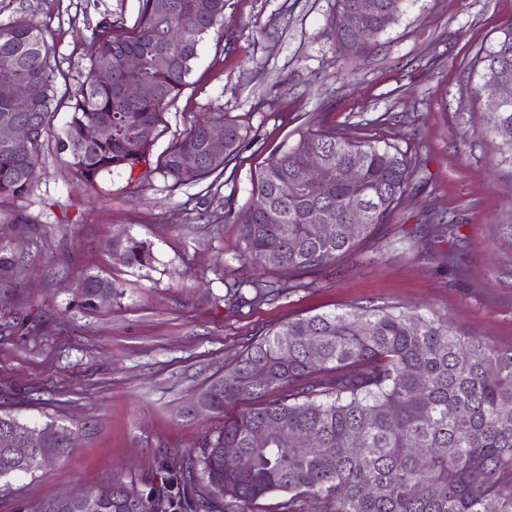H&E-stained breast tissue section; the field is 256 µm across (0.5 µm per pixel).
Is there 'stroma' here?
<instances>
[{"label": "stroma", "instance_id": "1", "mask_svg": "<svg viewBox=\"0 0 512 512\" xmlns=\"http://www.w3.org/2000/svg\"><path fill=\"white\" fill-rule=\"evenodd\" d=\"M334 3L226 0L224 28L200 44L148 161L79 185L59 146L61 111L30 193L0 197V244L14 256L0 274V414L79 433L67 458L11 477L0 512H38L115 481L140 486L163 457L199 455L224 419L194 411L197 395L250 338L293 318L405 304L512 345V168L484 132L488 95L471 67L512 20V0H406L395 24L347 56L336 50ZM137 11L138 0H0V24L28 14L76 85L94 53L89 24L130 25ZM220 114L249 132L238 158L218 183L170 189L158 156ZM312 122L420 160L415 187L374 239L305 285L259 304L227 300L234 279L275 277L241 258L236 215L269 156ZM429 212L447 236L426 231ZM129 236L150 245L149 266L113 253ZM88 274L115 287L91 308L77 293Z\"/></svg>", "mask_w": 512, "mask_h": 512}]
</instances>
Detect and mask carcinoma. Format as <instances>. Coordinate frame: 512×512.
Listing matches in <instances>:
<instances>
[{
	"instance_id": "1",
	"label": "carcinoma",
	"mask_w": 512,
	"mask_h": 512,
	"mask_svg": "<svg viewBox=\"0 0 512 512\" xmlns=\"http://www.w3.org/2000/svg\"><path fill=\"white\" fill-rule=\"evenodd\" d=\"M156 2L139 0L130 27L104 17L91 28L97 54L75 90L39 25L25 15L1 24L0 81H25L31 93L0 100V129L29 123L43 135L55 113L67 109L60 150L85 185L146 161L150 144L138 128L162 121L164 107L187 85L200 43L224 24L225 0H167L165 12ZM405 2L379 0L377 14L347 28L343 16L356 0H335L336 49L361 53L396 22ZM130 54L141 61L132 74L123 66ZM474 66L485 85L512 83V22ZM130 79L152 82L157 96L122 97L119 88ZM90 123L112 126V138L86 142ZM212 124H194L158 157L171 188L217 180L237 156L246 129L224 122L226 148L212 156ZM486 131L500 142V163L512 167V101L488 113ZM314 156L335 172L332 181H304ZM39 165V152L19 156L0 136V197L26 196ZM417 168L395 146L320 124L301 130L268 158L241 217L244 258L279 277L235 280L238 300L265 302L373 238ZM327 218L329 235L316 237L314 226ZM353 219L360 220L354 233ZM115 250L129 267L153 260L150 245L132 237ZM112 293V282L97 275L80 283L88 306ZM271 391L275 399L259 402ZM202 395L204 409L218 415L239 402L258 404L224 420L199 455L168 457L145 488L120 481L100 488V512H248L275 493L283 496L282 512H512V346L489 345L448 320L385 303L298 317L248 342ZM226 448L238 449L237 456L224 460ZM69 452L51 441L20 460L0 445V480L37 471L44 455ZM41 512L81 510L66 496L45 502Z\"/></svg>"
}]
</instances>
